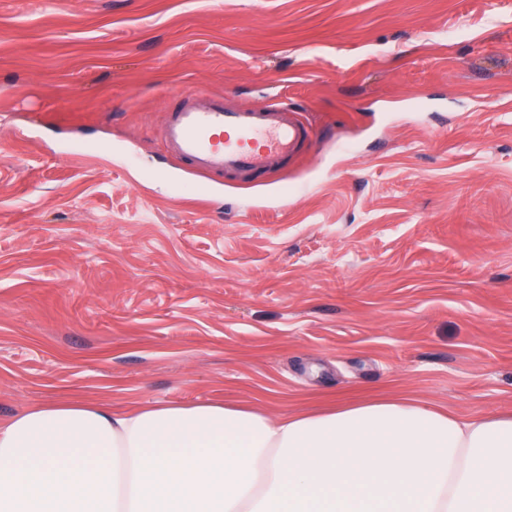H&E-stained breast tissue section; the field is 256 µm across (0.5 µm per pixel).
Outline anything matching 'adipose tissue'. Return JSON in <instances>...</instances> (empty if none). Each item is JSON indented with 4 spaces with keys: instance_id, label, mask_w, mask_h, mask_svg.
<instances>
[{
    "instance_id": "adipose-tissue-1",
    "label": "adipose tissue",
    "mask_w": 512,
    "mask_h": 512,
    "mask_svg": "<svg viewBox=\"0 0 512 512\" xmlns=\"http://www.w3.org/2000/svg\"><path fill=\"white\" fill-rule=\"evenodd\" d=\"M0 512H512V414L52 401L0 422Z\"/></svg>"
}]
</instances>
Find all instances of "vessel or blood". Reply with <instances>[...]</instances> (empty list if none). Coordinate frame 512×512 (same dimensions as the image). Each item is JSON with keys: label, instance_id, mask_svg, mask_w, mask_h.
I'll list each match as a JSON object with an SVG mask.
<instances>
[{"label": "vessel or blood", "instance_id": "vessel-or-blood-1", "mask_svg": "<svg viewBox=\"0 0 512 512\" xmlns=\"http://www.w3.org/2000/svg\"><path fill=\"white\" fill-rule=\"evenodd\" d=\"M198 99L182 95L163 131L166 150L198 172L251 176L288 161L313 139L299 112L282 103L228 109L223 98L203 105Z\"/></svg>", "mask_w": 512, "mask_h": 512}]
</instances>
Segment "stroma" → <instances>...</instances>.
I'll list each match as a JSON object with an SVG mask.
<instances>
[{
  "mask_svg": "<svg viewBox=\"0 0 512 512\" xmlns=\"http://www.w3.org/2000/svg\"><path fill=\"white\" fill-rule=\"evenodd\" d=\"M183 90L318 138L189 172ZM2 112L0 421L512 412V0H0Z\"/></svg>",
  "mask_w": 512,
  "mask_h": 512,
  "instance_id": "35a3bbf8",
  "label": "stroma"
}]
</instances>
